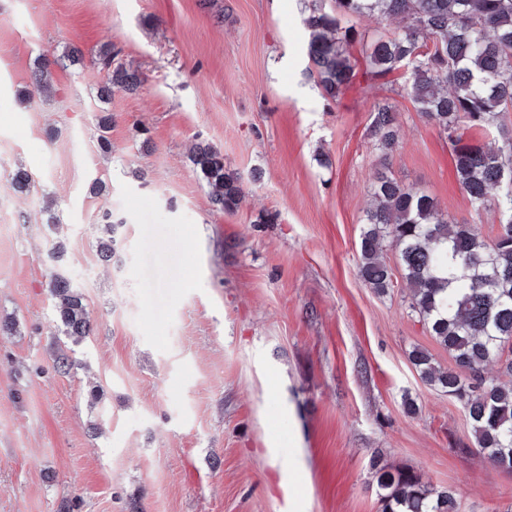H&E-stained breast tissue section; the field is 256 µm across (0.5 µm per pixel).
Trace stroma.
<instances>
[{
  "instance_id": "1",
  "label": "stroma",
  "mask_w": 512,
  "mask_h": 512,
  "mask_svg": "<svg viewBox=\"0 0 512 512\" xmlns=\"http://www.w3.org/2000/svg\"><path fill=\"white\" fill-rule=\"evenodd\" d=\"M301 8L0 0V322L14 324L0 332V512H382V466L452 488L458 512H512V471L471 454L460 405L409 360L421 347L454 365L407 288L382 296L358 274L375 103L401 114L398 181L487 241L502 212L471 206L446 136L400 85L361 75L322 97L303 76ZM105 46L143 74L138 91L108 86ZM69 49L80 65L62 62ZM40 56L56 94L20 103ZM200 143L240 177L235 212L194 172ZM19 164L27 194L10 185ZM106 211L120 221L109 261ZM57 240L90 314L77 344L46 288Z\"/></svg>"
}]
</instances>
